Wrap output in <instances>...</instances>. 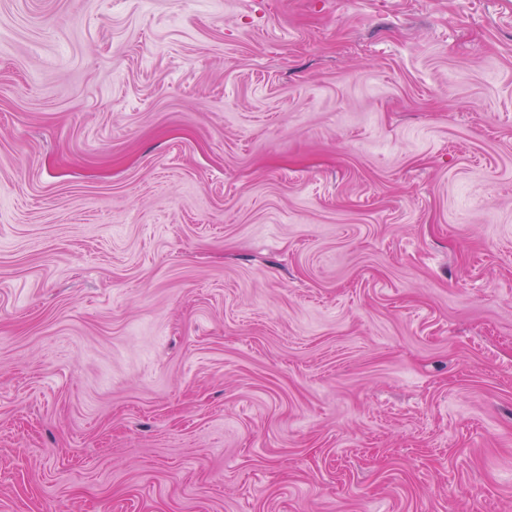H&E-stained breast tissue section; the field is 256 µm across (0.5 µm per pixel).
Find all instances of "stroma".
Masks as SVG:
<instances>
[{
    "label": "stroma",
    "mask_w": 512,
    "mask_h": 512,
    "mask_svg": "<svg viewBox=\"0 0 512 512\" xmlns=\"http://www.w3.org/2000/svg\"><path fill=\"white\" fill-rule=\"evenodd\" d=\"M0 512H512V0H0Z\"/></svg>",
    "instance_id": "1"
}]
</instances>
